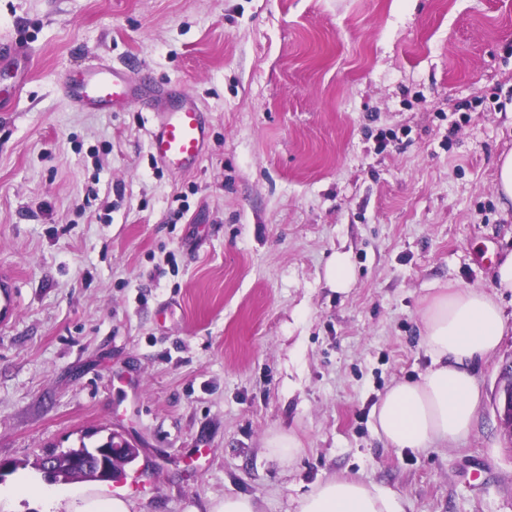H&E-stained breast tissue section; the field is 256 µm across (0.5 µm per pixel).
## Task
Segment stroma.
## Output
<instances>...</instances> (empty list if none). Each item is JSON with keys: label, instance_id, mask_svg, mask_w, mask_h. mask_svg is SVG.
Wrapping results in <instances>:
<instances>
[{"label": "stroma", "instance_id": "stroma-1", "mask_svg": "<svg viewBox=\"0 0 512 512\" xmlns=\"http://www.w3.org/2000/svg\"><path fill=\"white\" fill-rule=\"evenodd\" d=\"M30 53L0 108V460L57 494L40 458L120 436L132 512L247 495L296 512L352 476L402 512H512L494 405L506 330L479 361L472 428L389 447L373 410L432 360L426 297L490 288L512 253L496 189L512 150V0H0ZM105 62L204 107L200 165L151 156L153 111L81 112L63 78ZM347 253L352 288L323 271ZM296 435L285 462L266 443ZM16 278L8 271H0V323L10 320L15 314L18 304L16 300Z\"/></svg>", "mask_w": 512, "mask_h": 512}]
</instances>
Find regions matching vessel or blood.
<instances>
[{
	"instance_id": "vessel-or-blood-1",
	"label": "vessel or blood",
	"mask_w": 512,
	"mask_h": 512,
	"mask_svg": "<svg viewBox=\"0 0 512 512\" xmlns=\"http://www.w3.org/2000/svg\"><path fill=\"white\" fill-rule=\"evenodd\" d=\"M62 87L72 104L83 112H103L132 102L164 96L165 108L156 111L150 149L156 162L171 171H187L201 161L207 138L204 110L182 90L163 88L146 76H134L103 64H94L66 76ZM17 281L0 271V323L10 320L18 304Z\"/></svg>"
}]
</instances>
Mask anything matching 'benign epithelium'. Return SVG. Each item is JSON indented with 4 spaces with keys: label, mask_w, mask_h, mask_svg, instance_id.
<instances>
[{
    "label": "benign epithelium",
    "mask_w": 512,
    "mask_h": 512,
    "mask_svg": "<svg viewBox=\"0 0 512 512\" xmlns=\"http://www.w3.org/2000/svg\"><path fill=\"white\" fill-rule=\"evenodd\" d=\"M497 416L505 439L512 447V362L504 365L497 383ZM136 449L124 442H114L112 447L98 445L94 448H80L59 461L54 456L41 463L42 471L54 481L89 479L107 482L114 479L123 465L132 462Z\"/></svg>",
    "instance_id": "obj_1"
}]
</instances>
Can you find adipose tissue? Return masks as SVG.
<instances>
[{
    "mask_svg": "<svg viewBox=\"0 0 512 512\" xmlns=\"http://www.w3.org/2000/svg\"><path fill=\"white\" fill-rule=\"evenodd\" d=\"M505 316L494 293L452 288L432 296L423 313L421 339L432 366L416 381H400L385 393L373 415L376 429L394 448L451 444L466 435L480 402L475 367L500 345ZM13 496H44L45 512H131L132 503L107 487L70 503L43 495L26 482ZM297 512H398L395 498L354 477L319 482L298 502Z\"/></svg>",
    "mask_w": 512,
    "mask_h": 512,
    "instance_id": "ef3b65f1",
    "label": "adipose tissue"
}]
</instances>
